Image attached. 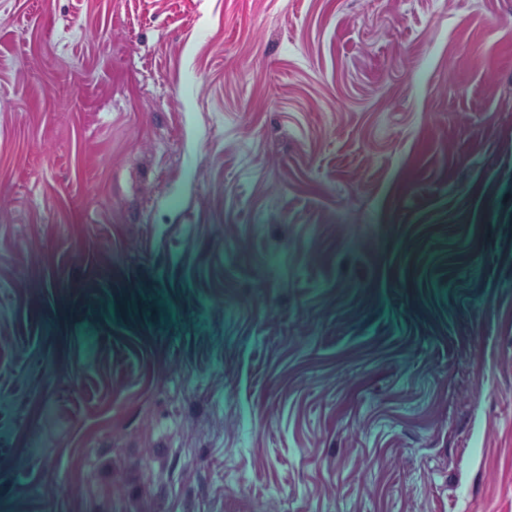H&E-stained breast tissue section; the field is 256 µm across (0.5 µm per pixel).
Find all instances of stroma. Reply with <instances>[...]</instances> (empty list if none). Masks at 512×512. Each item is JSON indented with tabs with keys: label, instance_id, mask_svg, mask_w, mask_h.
<instances>
[{
	"label": "stroma",
	"instance_id": "1",
	"mask_svg": "<svg viewBox=\"0 0 512 512\" xmlns=\"http://www.w3.org/2000/svg\"><path fill=\"white\" fill-rule=\"evenodd\" d=\"M0 512H512V0H0Z\"/></svg>",
	"mask_w": 512,
	"mask_h": 512
}]
</instances>
